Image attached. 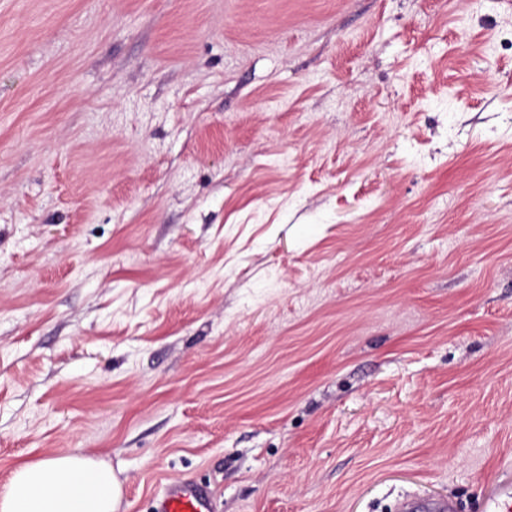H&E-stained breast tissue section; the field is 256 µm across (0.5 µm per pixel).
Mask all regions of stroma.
<instances>
[{
    "label": "stroma",
    "instance_id": "1",
    "mask_svg": "<svg viewBox=\"0 0 512 512\" xmlns=\"http://www.w3.org/2000/svg\"><path fill=\"white\" fill-rule=\"evenodd\" d=\"M482 512L512 476V0H0V481Z\"/></svg>",
    "mask_w": 512,
    "mask_h": 512
}]
</instances>
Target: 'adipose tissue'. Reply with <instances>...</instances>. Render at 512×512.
<instances>
[{
    "label": "adipose tissue",
    "instance_id": "1",
    "mask_svg": "<svg viewBox=\"0 0 512 512\" xmlns=\"http://www.w3.org/2000/svg\"><path fill=\"white\" fill-rule=\"evenodd\" d=\"M121 498L107 462L71 452L18 464L0 485V512H117Z\"/></svg>",
    "mask_w": 512,
    "mask_h": 512
}]
</instances>
